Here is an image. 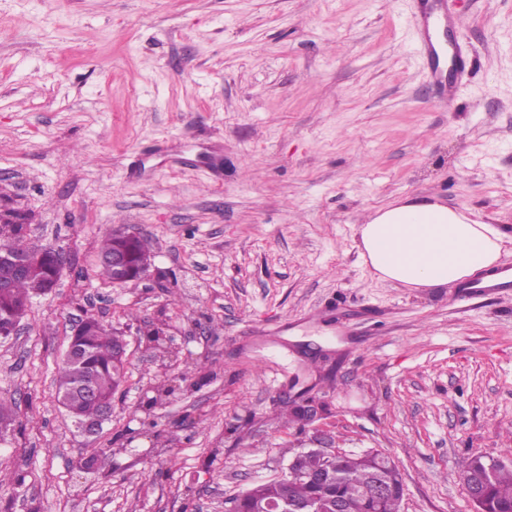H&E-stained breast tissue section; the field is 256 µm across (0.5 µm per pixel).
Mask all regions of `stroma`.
<instances>
[{"instance_id": "stroma-1", "label": "stroma", "mask_w": 512, "mask_h": 512, "mask_svg": "<svg viewBox=\"0 0 512 512\" xmlns=\"http://www.w3.org/2000/svg\"><path fill=\"white\" fill-rule=\"evenodd\" d=\"M414 2L0 0V211L72 260L0 337V512H229L319 430L389 457L400 512H476L461 460L512 461V297L378 281L357 227L424 198L512 230V0H457L448 104ZM116 229L146 280L100 275ZM82 315L130 333L94 437L50 384ZM418 11L416 22L420 35V51L426 57L428 70L427 76L444 102L451 100L456 92L457 83L460 79L469 75L473 57L467 47L456 42L454 49L455 67L452 74H449L432 42L431 32L437 22L448 28V31L457 32L461 26V15L457 14L452 7L451 0H417Z\"/></svg>"}]
</instances>
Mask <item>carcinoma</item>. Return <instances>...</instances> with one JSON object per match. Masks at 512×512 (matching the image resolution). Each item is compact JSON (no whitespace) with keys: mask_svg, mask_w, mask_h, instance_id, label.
I'll return each instance as SVG.
<instances>
[{"mask_svg":"<svg viewBox=\"0 0 512 512\" xmlns=\"http://www.w3.org/2000/svg\"><path fill=\"white\" fill-rule=\"evenodd\" d=\"M22 230L21 224H0V238H6L8 245L19 247L22 245ZM44 289L45 278L42 276L16 282L11 292L0 294V318L22 308L32 295L40 294ZM75 341L84 350V360L80 363L62 360L54 377L56 395H62L70 387L90 377L104 396L114 398L126 371L124 363L113 362L112 331L93 318L88 322L85 335L75 337ZM309 462L311 457L307 456L292 466L290 473L252 484L236 497L240 512H254L272 495L286 502L290 499L322 500L336 494L348 497L349 512H372V504L358 493V488L378 478L386 480L393 488V493L384 503L383 512H400L398 502L403 494L401 477L384 456L361 453L351 458H340L331 463L329 482L322 489L314 487L301 475ZM488 465L489 462L481 455L469 457L462 465L463 480L483 483L481 512H512V465L497 463L491 469Z\"/></svg>","mask_w":512,"mask_h":512,"instance_id":"carcinoma-1","label":"carcinoma"}]
</instances>
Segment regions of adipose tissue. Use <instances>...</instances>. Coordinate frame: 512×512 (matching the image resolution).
<instances>
[{
	"mask_svg": "<svg viewBox=\"0 0 512 512\" xmlns=\"http://www.w3.org/2000/svg\"><path fill=\"white\" fill-rule=\"evenodd\" d=\"M359 256L384 282L445 288L493 278L512 234L474 219L467 209L421 199L393 201L358 228Z\"/></svg>",
	"mask_w": 512,
	"mask_h": 512,
	"instance_id": "obj_1",
	"label": "adipose tissue"
}]
</instances>
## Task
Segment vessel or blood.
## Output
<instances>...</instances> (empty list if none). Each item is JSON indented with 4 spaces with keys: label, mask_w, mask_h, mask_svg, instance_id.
Wrapping results in <instances>:
<instances>
[{
    "label": "vessel or blood",
    "mask_w": 512,
    "mask_h": 512,
    "mask_svg": "<svg viewBox=\"0 0 512 512\" xmlns=\"http://www.w3.org/2000/svg\"><path fill=\"white\" fill-rule=\"evenodd\" d=\"M462 18L452 7L450 0H419L416 22L420 35V51L426 57L427 76L444 100H451L460 79L469 75L473 57L464 44H456L454 49L455 67L447 69L432 42L431 32L435 25H443L449 31H458ZM512 288V279L501 276L491 279L477 278L464 287L466 295L483 292H504Z\"/></svg>",
    "instance_id": "obj_1"
}]
</instances>
